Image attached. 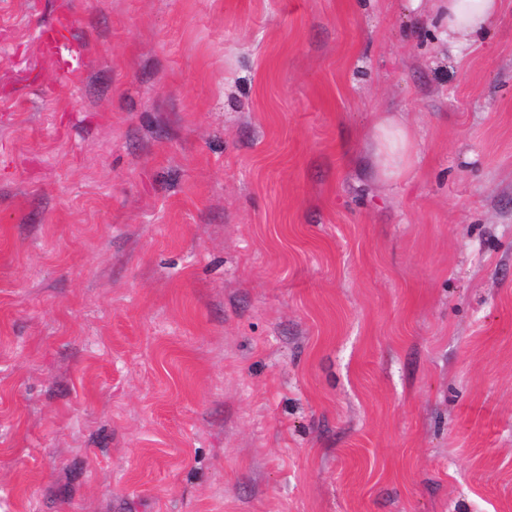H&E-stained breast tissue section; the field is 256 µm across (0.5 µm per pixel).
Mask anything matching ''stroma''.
Masks as SVG:
<instances>
[{
  "mask_svg": "<svg viewBox=\"0 0 512 512\" xmlns=\"http://www.w3.org/2000/svg\"><path fill=\"white\" fill-rule=\"evenodd\" d=\"M431 17L0 0V512H512V0ZM439 36L461 46L479 39L498 17L502 0H432ZM70 22L60 17L42 31V43L49 46L52 50L60 51L70 40L72 35ZM414 145L403 121L383 116L373 127L371 162L375 173L384 179H398L413 167Z\"/></svg>",
  "mask_w": 512,
  "mask_h": 512,
  "instance_id": "35a3bbf8",
  "label": "stroma"
}]
</instances>
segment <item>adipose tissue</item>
I'll return each instance as SVG.
<instances>
[{
  "instance_id": "1",
  "label": "adipose tissue",
  "mask_w": 512,
  "mask_h": 512,
  "mask_svg": "<svg viewBox=\"0 0 512 512\" xmlns=\"http://www.w3.org/2000/svg\"><path fill=\"white\" fill-rule=\"evenodd\" d=\"M502 0H433L440 38L461 46L479 39L498 17ZM371 162L375 173L397 179L413 167L411 133L400 119L384 116L373 127Z\"/></svg>"
}]
</instances>
